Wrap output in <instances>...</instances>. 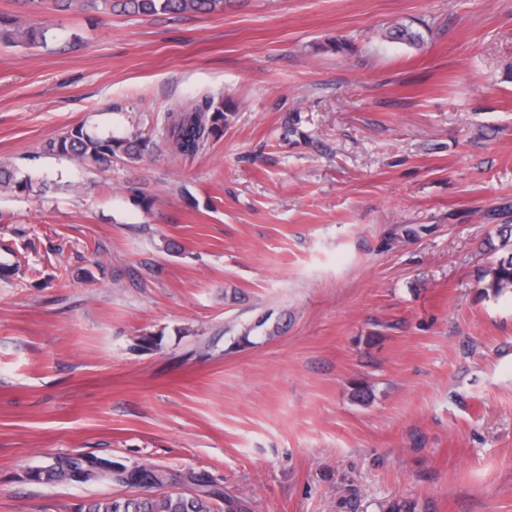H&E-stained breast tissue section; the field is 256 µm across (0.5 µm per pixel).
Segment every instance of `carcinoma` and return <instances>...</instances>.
Here are the masks:
<instances>
[{"label": "carcinoma", "mask_w": 512, "mask_h": 512, "mask_svg": "<svg viewBox=\"0 0 512 512\" xmlns=\"http://www.w3.org/2000/svg\"><path fill=\"white\" fill-rule=\"evenodd\" d=\"M63 11L96 9L104 5L127 14H181L185 12H214L224 8V0H55ZM48 30L32 26L16 27L6 36L8 42L31 47L48 46ZM390 38L414 48L424 45L422 32L407 24H397L389 32ZM224 102L205 98L181 111L166 113L160 137L181 154H194L209 141L224 134ZM149 140L140 134L114 135L73 128L48 143L46 153L59 158L77 159L97 165L114 156H123L130 162L138 161L147 150ZM0 188L27 192L33 189L32 180L0 167ZM483 292L501 296L512 293V255L501 257L486 267L480 276ZM35 480L57 483H109L128 488L198 485L203 479L194 473L173 474L150 465L128 467L95 455H62L51 458L32 474ZM223 500L226 512H236L240 506L226 498L224 491L214 484L195 493L178 489L158 496L104 497L84 505V512H215L213 501Z\"/></svg>", "instance_id": "cac0c4a2"}]
</instances>
